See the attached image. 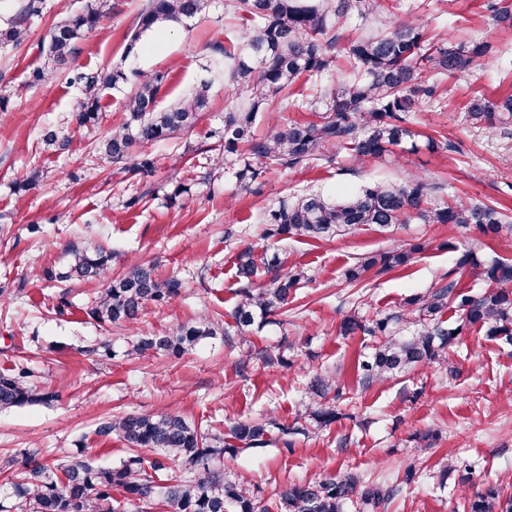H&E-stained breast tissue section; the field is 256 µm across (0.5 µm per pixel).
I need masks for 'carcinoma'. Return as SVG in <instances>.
Here are the masks:
<instances>
[{"mask_svg": "<svg viewBox=\"0 0 512 512\" xmlns=\"http://www.w3.org/2000/svg\"><path fill=\"white\" fill-rule=\"evenodd\" d=\"M108 0H90L85 9L55 25L46 49L48 66L36 69L31 83L66 77L83 95L70 123L78 128L96 126L101 99L108 88L131 84L122 111L125 121L99 141L94 150L119 164L131 160L134 150L172 139L196 126L210 108L213 80L237 99L224 113L220 141L223 153L199 180L212 181L215 171H234L239 187L251 189L265 171H303L331 158L329 146L351 152L360 164L383 162L404 152L444 149L454 143L439 142L410 126V114L442 96L443 79L474 72L486 66L497 48L485 39L465 43L439 42L427 37L416 18H399L375 32L350 41L344 59L348 77L336 87L308 102L314 121L276 123L265 137L255 135V125L276 110L300 79L317 81L337 69L338 31L352 16L377 19L388 10L386 0H229L227 8L242 20L234 43L215 40L208 45L211 79L163 107L161 91L170 81L167 72L145 73L133 69L74 71L75 44L96 27ZM41 0H25L17 15L0 26V45H21L26 38L24 20L40 11ZM211 0H147L139 12L128 50L141 36L166 23H180L205 13ZM492 25L512 30V0H490ZM466 112L473 125L512 134V94L496 99L475 97ZM44 149L63 152L69 137L57 128L46 129ZM442 186L421 175L398 182L376 181L335 200L320 193L284 199L268 211V238L324 240L355 233L362 226L384 231L417 222L473 226L492 240H512V216L480 202L437 197ZM423 244L397 242L388 250L367 253L348 268L345 278L357 285L374 269L403 268ZM69 270L47 279L78 280L100 285L87 316L100 324L135 327L150 305L168 304L181 294L179 279L162 278L151 262H130L122 275L112 277L115 253L100 245L69 247ZM239 299L227 317L237 335L257 320L288 308L302 279L301 272L275 259L258 255L248 245L236 255ZM469 272L485 285L481 293L459 290V276ZM512 261L494 256L477 259L473 248L458 257L456 268L441 277L436 287L407 298L396 310L364 320L354 309L339 322L345 337L361 333L376 337L372 353L357 360L358 379L365 387L382 384L420 363L442 362L449 373L446 349L466 325L479 326L486 336L512 342ZM459 315L454 325L445 315ZM217 335L208 320L178 325L165 335L140 336L126 356L165 355L179 358L203 340ZM310 403L301 432L327 428L339 417L336 379L316 374L307 384ZM59 393L37 389L33 372L15 367L0 372V411L35 402L50 404ZM271 421L234 422L227 431L204 434L176 413L160 415L125 413L100 422L95 434L117 435L130 455L116 465L92 462L79 448L68 460L55 463L37 448H24L0 460V471L13 478L0 484V512H143L155 507L163 512H267L260 502L224 476V457L266 445L272 438ZM183 466L189 476H168L171 466ZM397 493V487L368 482L346 473L328 475L282 486L276 493V512H345L353 506L375 512ZM470 512H512V494L490 486L470 499Z\"/></svg>", "mask_w": 512, "mask_h": 512, "instance_id": "obj_1", "label": "carcinoma"}]
</instances>
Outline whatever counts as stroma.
<instances>
[{"label": "stroma", "instance_id": "stroma-1", "mask_svg": "<svg viewBox=\"0 0 512 512\" xmlns=\"http://www.w3.org/2000/svg\"><path fill=\"white\" fill-rule=\"evenodd\" d=\"M86 2L43 0L40 13L26 22L25 43L0 48V89L7 96L0 106V371L27 366L36 385L60 392L52 405L0 412V458L38 448L60 460L85 446L98 463L116 464L127 457L126 446L116 437L95 436L99 421L128 412H177L206 432L238 420H276L272 443L224 461L227 477L266 506L282 485L349 471L398 485L380 512H469L475 493L507 484L511 344L469 326L448 350L454 372L424 365L365 387L352 365L357 353L370 352L372 337L337 333L351 307L369 319L434 287L482 234L415 223L391 232L365 226L328 241L266 240L262 233L268 210L306 189L340 198L365 183L412 174L441 184V197L494 204L512 214V137L473 127L465 112L474 97L512 93V30L492 25L485 0H458L453 9L446 0H388L392 16L418 15L428 37L481 38L497 48L483 69L445 79L442 101L411 116L413 128L455 142L458 152L406 153L394 162L363 166L349 151L331 147L330 162L299 174L269 171L245 192L230 171L217 172L207 186L196 181L217 155L211 132L223 127L233 104L222 84L213 86L210 108L194 128L148 148L154 173L146 179L93 152L123 120L124 89L105 91L99 125L80 129L69 122L81 98L78 87L60 79L30 85L33 70L45 64L42 47L52 27ZM145 2L110 0L108 14L78 43L73 65L169 72L165 98L171 101L204 77L208 43L233 34L239 20L225 0H212L206 14L134 44L130 36ZM50 126L68 134L66 153L44 150L40 135ZM35 170L43 175L40 185L17 194V182ZM179 182L189 191L169 202ZM395 240L425 248L407 268L370 275L355 286L346 282L344 273L356 257L386 250ZM90 242L120 254L113 274L123 273L131 259L151 261L161 276L182 281L181 295L149 306L137 328L99 326L86 315L95 284L60 283L40 274L46 267L66 271L67 247ZM244 243L303 272L287 312L254 326L246 340L231 346L219 335L179 358L124 357L128 341L141 334H163L200 318L225 324L238 300L234 262ZM63 290L69 304L62 308ZM104 339L111 341L114 357L93 359L87 347ZM267 354L287 360V367L265 365ZM319 372L335 376L343 416L322 432L293 433L308 402L306 384ZM426 431L438 435L429 448L416 440ZM448 455L457 468L443 481L439 462Z\"/></svg>", "mask_w": 512, "mask_h": 512}]
</instances>
